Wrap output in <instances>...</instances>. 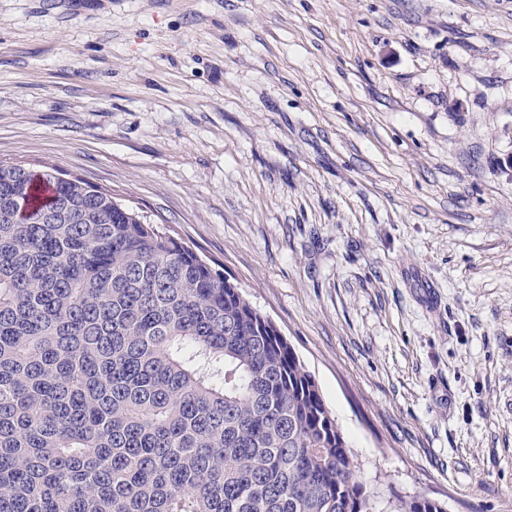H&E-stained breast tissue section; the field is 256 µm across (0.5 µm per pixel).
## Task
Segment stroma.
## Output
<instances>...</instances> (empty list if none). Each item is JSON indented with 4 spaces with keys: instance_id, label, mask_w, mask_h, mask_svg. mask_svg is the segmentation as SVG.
<instances>
[{
    "instance_id": "obj_1",
    "label": "stroma",
    "mask_w": 512,
    "mask_h": 512,
    "mask_svg": "<svg viewBox=\"0 0 512 512\" xmlns=\"http://www.w3.org/2000/svg\"><path fill=\"white\" fill-rule=\"evenodd\" d=\"M0 163L237 283L367 479L512 512V0H0Z\"/></svg>"
}]
</instances>
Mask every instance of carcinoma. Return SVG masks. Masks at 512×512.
Instances as JSON below:
<instances>
[{"instance_id":"carcinoma-1","label":"carcinoma","mask_w":512,"mask_h":512,"mask_svg":"<svg viewBox=\"0 0 512 512\" xmlns=\"http://www.w3.org/2000/svg\"><path fill=\"white\" fill-rule=\"evenodd\" d=\"M0 512H447L365 480L280 330L112 193L0 164Z\"/></svg>"}]
</instances>
